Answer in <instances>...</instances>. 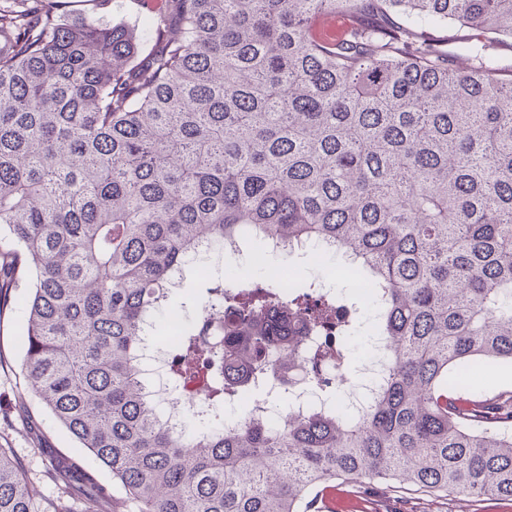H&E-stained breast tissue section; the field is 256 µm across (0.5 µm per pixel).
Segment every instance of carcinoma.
Returning <instances> with one entry per match:
<instances>
[{"instance_id":"carcinoma-1","label":"carcinoma","mask_w":512,"mask_h":512,"mask_svg":"<svg viewBox=\"0 0 512 512\" xmlns=\"http://www.w3.org/2000/svg\"><path fill=\"white\" fill-rule=\"evenodd\" d=\"M325 14L345 22L332 39ZM440 21L512 39V0H159L140 35L0 0V311L30 280L28 388L137 512H322L329 488L386 482L512 498V399L451 380L512 363V79L457 66L422 34ZM246 232L332 245L379 289L386 368L355 418L190 435L157 414L144 321L202 246ZM348 314L228 282L194 307L169 377L213 407L264 370L326 390L320 366L351 353L310 340ZM52 475L57 496L33 497L0 448V512H103L75 462Z\"/></svg>"}]
</instances>
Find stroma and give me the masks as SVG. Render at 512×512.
<instances>
[{"label": "stroma", "instance_id": "stroma-1", "mask_svg": "<svg viewBox=\"0 0 512 512\" xmlns=\"http://www.w3.org/2000/svg\"><path fill=\"white\" fill-rule=\"evenodd\" d=\"M153 0H103L96 15L111 23L142 28L151 17ZM428 37L456 58L470 47L484 43L485 34L457 24L436 23L426 28ZM27 288L16 289L0 311V448L11 449L29 479L33 495L50 500L58 487L49 477V461L55 456H71L94 472L109 498L107 512H136L111 474L78 447L75 440L44 410L28 390L22 370L23 334ZM328 512H512V499L486 500L467 494L446 498L415 493L403 487L390 491L380 487H337L325 500Z\"/></svg>", "mask_w": 512, "mask_h": 512}]
</instances>
